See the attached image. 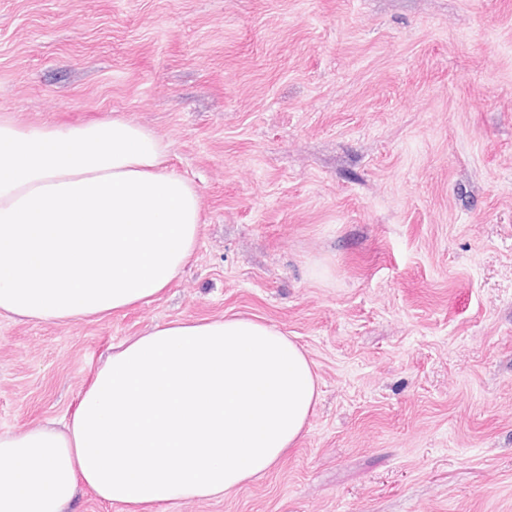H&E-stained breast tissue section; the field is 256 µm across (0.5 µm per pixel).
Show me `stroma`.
<instances>
[{
    "instance_id": "stroma-1",
    "label": "stroma",
    "mask_w": 512,
    "mask_h": 512,
    "mask_svg": "<svg viewBox=\"0 0 512 512\" xmlns=\"http://www.w3.org/2000/svg\"><path fill=\"white\" fill-rule=\"evenodd\" d=\"M121 113L194 184L159 297L0 317V432L71 416L111 346L256 317L319 378L232 497L153 512H512V0H0V115Z\"/></svg>"
}]
</instances>
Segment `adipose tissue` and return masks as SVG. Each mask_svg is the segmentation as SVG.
<instances>
[{"label":"adipose tissue","instance_id":"adipose-tissue-1","mask_svg":"<svg viewBox=\"0 0 512 512\" xmlns=\"http://www.w3.org/2000/svg\"><path fill=\"white\" fill-rule=\"evenodd\" d=\"M169 145L115 114L0 115V316L66 324L149 301L203 222ZM319 396L302 349L244 317L177 320L113 346L61 426L0 432V512H64L78 488L148 512L237 493L302 436Z\"/></svg>","mask_w":512,"mask_h":512}]
</instances>
